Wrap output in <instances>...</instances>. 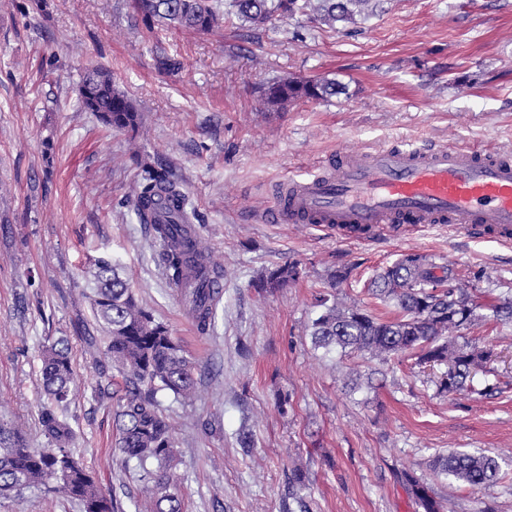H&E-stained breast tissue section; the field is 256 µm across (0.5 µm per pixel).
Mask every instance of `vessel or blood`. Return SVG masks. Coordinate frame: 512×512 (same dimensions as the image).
I'll return each instance as SVG.
<instances>
[{
	"label": "vessel or blood",
	"instance_id": "vessel-or-blood-1",
	"mask_svg": "<svg viewBox=\"0 0 512 512\" xmlns=\"http://www.w3.org/2000/svg\"><path fill=\"white\" fill-rule=\"evenodd\" d=\"M264 224H311L349 240L395 237L444 224L512 244V155L447 144L378 148L327 157L280 184Z\"/></svg>",
	"mask_w": 512,
	"mask_h": 512
}]
</instances>
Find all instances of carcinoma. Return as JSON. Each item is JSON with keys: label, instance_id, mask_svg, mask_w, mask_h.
Listing matches in <instances>:
<instances>
[{"label": "carcinoma", "instance_id": "obj_1", "mask_svg": "<svg viewBox=\"0 0 512 512\" xmlns=\"http://www.w3.org/2000/svg\"><path fill=\"white\" fill-rule=\"evenodd\" d=\"M237 18L250 28L267 27L279 17L305 15L329 27L355 25L374 12L376 0H231ZM139 12L151 30L159 23L209 32L224 19L216 0H139ZM336 94V82L324 78L281 79L268 87L266 102L284 106L300 100H324ZM80 107L99 121L136 138L141 114L134 101L118 90L112 75L101 68L86 72L77 91ZM140 169L135 210L141 222L151 224L161 243L160 261L169 282L183 290L197 328L209 332L215 323L218 286L224 280V266L211 258L197 239L178 234V228L196 220L194 211L182 204L168 210L167 223H150V214L167 195L185 199L171 173L141 152L133 155ZM300 277L296 264L264 269L253 287L274 292ZM368 294L393 304L395 316L382 318L370 311L348 306L338 293L323 294L317 303L320 313L309 325L316 348L338 347L387 361L408 355L420 364L443 365L446 371L439 390L456 394L473 381L476 372L492 373L494 351L459 342L463 332L482 320L484 304L476 288L461 283L453 268L437 265L418 254H405L382 268L369 282ZM92 305L108 333L105 355L122 378L114 414L118 448L126 460L135 461L140 480L151 486L156 512H181L177 484L169 472L174 457L172 426L155 401L168 390L175 396L189 395L195 385L192 364L174 341L168 328L155 320L138 301L117 264L108 258L94 260ZM72 382L68 344L59 339L44 350L42 385L55 406L41 412V433L47 447L33 448L10 422L0 419V501L20 497L32 488L55 489L77 501L83 512H115L112 494L107 492L73 456L77 434L65 415ZM433 470L480 491L494 483L500 463L482 452L450 451L432 460ZM422 512H454L436 497L421 478L405 472L402 476Z\"/></svg>", "mask_w": 512, "mask_h": 512}]
</instances>
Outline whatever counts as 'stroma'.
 Segmentation results:
<instances>
[{"label": "stroma", "mask_w": 512, "mask_h": 512, "mask_svg": "<svg viewBox=\"0 0 512 512\" xmlns=\"http://www.w3.org/2000/svg\"><path fill=\"white\" fill-rule=\"evenodd\" d=\"M95 67L135 102L137 138L78 108L76 87ZM288 77H327L338 92L267 106L264 88ZM405 143L512 153V0H380L346 28L298 15L254 31L230 14L205 33L147 29L135 0H0V416L44 447L41 353L67 339L75 457L120 512H154L116 446L113 400L99 391L107 339L88 268L109 257L193 365L189 398L156 395L173 427L182 512H420L405 470L456 512H512V323L491 312L512 299V246L441 225L350 241L255 218L279 183L330 154ZM137 148L172 171L224 265L209 333L196 331L135 213ZM405 253L453 264L482 293L484 319L467 338L497 359L494 374L475 375L474 392L439 393L437 365L311 342L315 298L337 271L349 273L346 304L393 316L364 284ZM289 262L302 271L296 283L252 288L266 267ZM495 382L500 390L485 394ZM456 449L498 457L499 481L475 494L435 476L431 459ZM298 470L306 488L296 499ZM0 512L80 509L35 490Z\"/></svg>", "instance_id": "35a3bbf8"}]
</instances>
